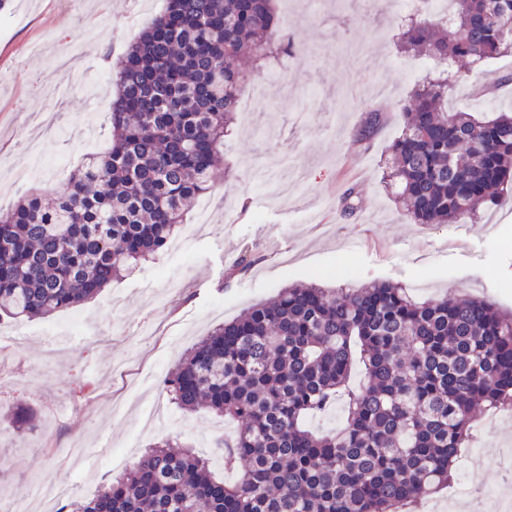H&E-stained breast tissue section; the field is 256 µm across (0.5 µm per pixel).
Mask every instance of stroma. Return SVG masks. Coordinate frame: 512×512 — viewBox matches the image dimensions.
<instances>
[{
    "label": "stroma",
    "mask_w": 512,
    "mask_h": 512,
    "mask_svg": "<svg viewBox=\"0 0 512 512\" xmlns=\"http://www.w3.org/2000/svg\"><path fill=\"white\" fill-rule=\"evenodd\" d=\"M165 0H6L0 8V209L28 189L57 186L51 168H34L27 151L31 111L53 124L45 151L75 168L110 142L107 112L116 63ZM400 10L385 0L375 14L344 16L335 0H317L280 32L292 45L267 67L251 71L267 84L251 104L255 133L235 120L208 195L212 222L195 232L180 226L179 250L160 252L96 298L44 318H0L19 342L0 341V416L26 406L33 429L0 434V500L27 495L42 480L92 497L106 479L126 472L138 454L163 439L191 445L225 480L216 443L231 423L172 404L164 381L186 350L217 324L269 300L282 288L314 283L336 288L388 281L423 298L461 289L512 310V199L502 198L477 224H415L388 193L383 160L403 128L411 90L440 68L398 47ZM77 86L55 108L48 90ZM386 121L369 143L357 134L371 110ZM313 119L294 125L296 112ZM261 154L296 159L300 184L284 180V196L267 194L246 162ZM353 194L356 209L339 204ZM258 255L225 281L243 253ZM92 391L74 400L76 382ZM479 461H461L454 481L494 487L506 472L499 457L512 449V420L494 433L478 429Z\"/></svg>",
    "instance_id": "stroma-1"
}]
</instances>
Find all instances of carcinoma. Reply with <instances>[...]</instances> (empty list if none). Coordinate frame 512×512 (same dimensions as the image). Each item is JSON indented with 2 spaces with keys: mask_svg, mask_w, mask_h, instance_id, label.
I'll list each match as a JSON object with an SVG mask.
<instances>
[{
  "mask_svg": "<svg viewBox=\"0 0 512 512\" xmlns=\"http://www.w3.org/2000/svg\"><path fill=\"white\" fill-rule=\"evenodd\" d=\"M453 2L449 20L408 18L400 49L474 66L512 49V0ZM286 49L273 0H167L120 61L109 149L51 202L32 191L0 212V315L72 309L166 249L224 162L241 56L262 67ZM452 89L446 67L416 87L389 148L415 224H474L512 191V113L450 110ZM165 385L181 409L237 422L217 444L237 481L163 440L60 512H402L448 484L475 406L512 405V313L391 282L294 285L215 328ZM339 398L343 426L311 431Z\"/></svg>",
  "mask_w": 512,
  "mask_h": 512,
  "instance_id": "cac0c4a2",
  "label": "carcinoma"
}]
</instances>
